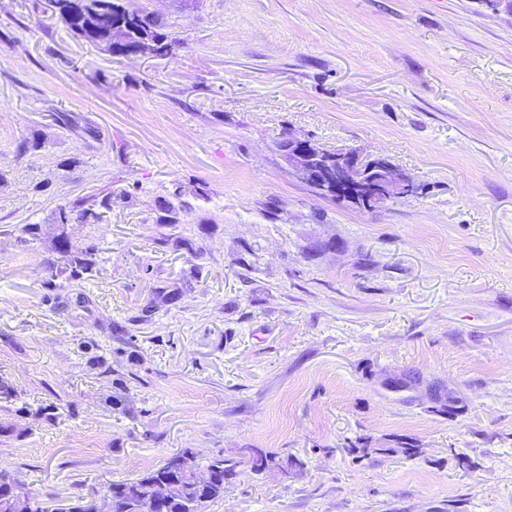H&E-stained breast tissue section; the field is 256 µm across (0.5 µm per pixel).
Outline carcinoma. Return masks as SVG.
<instances>
[{"mask_svg": "<svg viewBox=\"0 0 512 512\" xmlns=\"http://www.w3.org/2000/svg\"><path fill=\"white\" fill-rule=\"evenodd\" d=\"M60 8L59 15L66 27L75 36L87 43L99 46L111 55L136 56L132 45L112 47L106 35L94 37L85 27V21H93L101 7L116 8L123 15L131 16L133 32L141 40L153 43L152 51L162 55L168 45L161 42L157 29L161 27L158 18L128 9L122 0H54ZM85 218V214H74L64 208L57 217V234L53 238V249L58 254L55 276L67 281H77L93 273L99 263V248L94 243L85 246L74 245L65 231V225ZM240 462L222 456L209 461L207 468L211 477L199 482L195 476L197 464L188 451L176 453L161 465L145 471L140 477L129 481L111 482L106 486V495L112 500V512H136L141 496L151 493L158 504L157 512H205L208 505L224 496V480L235 474ZM247 465L252 472L262 474L269 466L283 467L278 453L264 449H249ZM23 496L31 502L30 512H58L53 498L34 495L15 472L0 467V512H16L12 499Z\"/></svg>", "mask_w": 512, "mask_h": 512, "instance_id": "carcinoma-1", "label": "carcinoma"}]
</instances>
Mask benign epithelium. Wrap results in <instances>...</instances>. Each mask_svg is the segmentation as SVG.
<instances>
[{
  "instance_id": "7a95c632",
  "label": "benign epithelium",
  "mask_w": 512,
  "mask_h": 512,
  "mask_svg": "<svg viewBox=\"0 0 512 512\" xmlns=\"http://www.w3.org/2000/svg\"><path fill=\"white\" fill-rule=\"evenodd\" d=\"M291 170L317 190L371 207L384 200L410 196L417 184L381 158L338 148L326 154L307 139L290 136L283 149Z\"/></svg>"
}]
</instances>
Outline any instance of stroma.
<instances>
[{
	"label": "stroma",
	"mask_w": 512,
	"mask_h": 512,
	"mask_svg": "<svg viewBox=\"0 0 512 512\" xmlns=\"http://www.w3.org/2000/svg\"><path fill=\"white\" fill-rule=\"evenodd\" d=\"M125 4L167 54L0 0V461L61 504L187 449L238 463L207 512H512V9ZM291 134L419 192L322 195ZM64 205L100 262L51 288ZM249 457L247 465L250 466L252 472L262 474L266 472L270 465L277 468H284L283 458L277 452L264 449V448H251L249 449Z\"/></svg>",
	"instance_id": "35a3bbf8"
}]
</instances>
